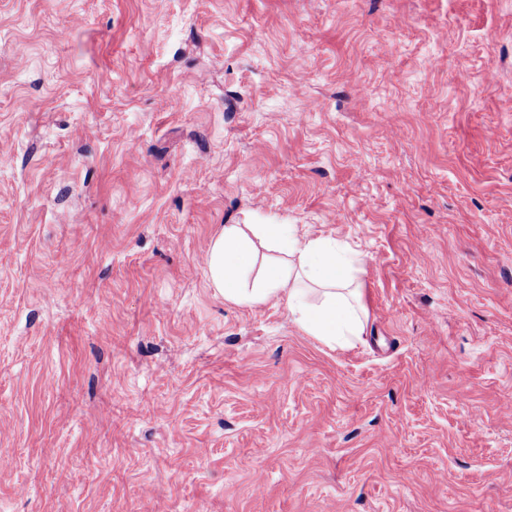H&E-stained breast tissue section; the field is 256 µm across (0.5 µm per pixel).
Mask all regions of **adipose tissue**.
<instances>
[{
    "instance_id": "1",
    "label": "adipose tissue",
    "mask_w": 512,
    "mask_h": 512,
    "mask_svg": "<svg viewBox=\"0 0 512 512\" xmlns=\"http://www.w3.org/2000/svg\"><path fill=\"white\" fill-rule=\"evenodd\" d=\"M288 256V264L271 261L246 279L259 247ZM360 259L325 238L301 239L285 224H227L212 239L207 257L210 279L226 301L261 304L285 301L292 320L326 343H348L363 333L360 306L352 284ZM322 290L319 302L310 287Z\"/></svg>"
}]
</instances>
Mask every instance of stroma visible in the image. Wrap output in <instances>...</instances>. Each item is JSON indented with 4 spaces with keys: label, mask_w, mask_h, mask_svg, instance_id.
I'll return each mask as SVG.
<instances>
[{
    "label": "stroma",
    "mask_w": 512,
    "mask_h": 512,
    "mask_svg": "<svg viewBox=\"0 0 512 512\" xmlns=\"http://www.w3.org/2000/svg\"><path fill=\"white\" fill-rule=\"evenodd\" d=\"M0 144V512H512V0H0ZM227 224L357 251L362 336ZM290 257L288 266L271 261L250 283L244 276L258 248ZM360 258L325 238L301 239L288 224H227L212 239L207 257L211 282L225 301L261 304L271 297L285 301L292 320L328 344L349 343L363 333L355 281ZM309 286L322 299L309 300Z\"/></svg>",
    "instance_id": "obj_1"
}]
</instances>
